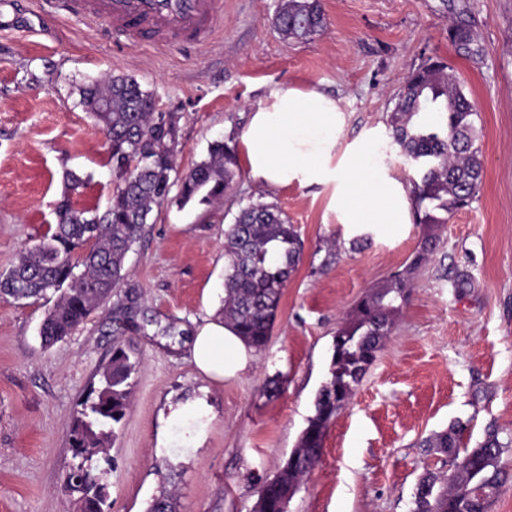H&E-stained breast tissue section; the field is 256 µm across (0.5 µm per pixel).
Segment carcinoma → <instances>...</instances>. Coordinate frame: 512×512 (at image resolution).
Listing matches in <instances>:
<instances>
[{
    "label": "carcinoma",
    "instance_id": "obj_1",
    "mask_svg": "<svg viewBox=\"0 0 512 512\" xmlns=\"http://www.w3.org/2000/svg\"><path fill=\"white\" fill-rule=\"evenodd\" d=\"M274 25L285 39L307 40L326 27L320 0H279ZM460 36L458 53L480 56L471 30L454 27ZM154 96L129 75H107L80 90V104L109 133L115 184L107 209H78L70 192L84 181L65 174L66 190L56 206L52 235L23 251L16 263L0 272V296L17 301L56 296L40 327L44 346L72 335L89 316L106 305L120 288L126 301L113 307L117 329L121 316L136 299L134 285L123 273L127 253L145 231L154 208L178 187L177 201L211 206L223 201L236 180L239 164L234 150L222 141L212 144L209 157L185 174H178L175 157L179 140L178 113L161 122L151 111ZM434 112L436 123L422 114ZM476 112L460 83L440 61H428L407 78L390 113L393 143L420 167L411 183L416 221L428 228L403 272L390 274L359 299L336 331L329 378L315 397L314 414L302 430L296 448L276 475L260 488L253 512H286L288 502L317 462L323 439L338 412L352 398L366 369L390 335L402 304L409 296V274L429 261L438 236L435 228L446 215L469 206L483 179L477 145ZM303 253L295 225L275 204L256 202L241 208L224 235V300L221 314L249 348L265 349L288 279ZM137 362L116 347L103 368L99 385L91 386L70 431L77 462L65 471V484L77 480V512H104L105 484L100 463L111 465L109 450L115 426L130 404L132 374ZM467 423L456 420L434 433L425 446L452 458L444 473L428 472L416 486L411 512H488L502 474L501 459L512 438L490 429L472 447L462 445ZM176 498L162 494L147 512H175Z\"/></svg>",
    "mask_w": 512,
    "mask_h": 512
}]
</instances>
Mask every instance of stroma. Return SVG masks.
Returning a JSON list of instances; mask_svg holds the SVG:
<instances>
[{
	"label": "stroma",
	"mask_w": 512,
	"mask_h": 512,
	"mask_svg": "<svg viewBox=\"0 0 512 512\" xmlns=\"http://www.w3.org/2000/svg\"><path fill=\"white\" fill-rule=\"evenodd\" d=\"M326 29L284 39L278 0H224L201 46L129 43L104 22L59 13L48 0H0V271L51 234L64 175L87 178L76 207L105 210L113 178L105 138L79 103L102 76L135 77L179 113V172L217 140L240 146L249 115L274 90L336 96L342 143L374 134L390 174L415 172L387 121L407 76L448 64L478 114L484 174L471 205L438 230L406 303L355 394L329 426L322 455L289 512H410L425 469H447L422 440L457 419L471 442L489 426L512 436V0H321ZM466 24L484 49L460 55L450 29ZM276 204L303 241L266 349L215 381L189 352L224 297V233L240 206ZM327 193L266 188L241 172L219 207L169 201L125 260L140 314L122 336L103 307L72 336L43 348L52 298L0 297V512H76L63 478L73 461L79 403L114 346L140 360L116 428L105 512H146L162 491L178 512H253L258 491L295 448L328 379L333 338L354 304L403 268L424 229L340 223ZM459 266L472 287L456 288ZM174 323L156 336L145 318Z\"/></svg>",
	"instance_id": "1"
}]
</instances>
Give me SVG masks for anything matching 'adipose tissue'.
<instances>
[{"label": "adipose tissue", "mask_w": 512, "mask_h": 512, "mask_svg": "<svg viewBox=\"0 0 512 512\" xmlns=\"http://www.w3.org/2000/svg\"><path fill=\"white\" fill-rule=\"evenodd\" d=\"M344 109L327 94L293 87L271 92L251 113L242 146L252 180L264 187H320L344 224H405L409 191L382 165L374 140L339 142ZM198 369L220 381L248 364L243 341L223 319H204L191 342Z\"/></svg>", "instance_id": "1"}]
</instances>
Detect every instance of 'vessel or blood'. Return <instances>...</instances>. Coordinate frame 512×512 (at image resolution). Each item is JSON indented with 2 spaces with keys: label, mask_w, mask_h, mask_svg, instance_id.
<instances>
[{
  "label": "vessel or blood",
  "mask_w": 512,
  "mask_h": 512,
  "mask_svg": "<svg viewBox=\"0 0 512 512\" xmlns=\"http://www.w3.org/2000/svg\"><path fill=\"white\" fill-rule=\"evenodd\" d=\"M62 11L90 21H106L130 41L149 30L157 41L206 42L221 22L223 0H59Z\"/></svg>",
  "instance_id": "vessel-or-blood-1"
}]
</instances>
